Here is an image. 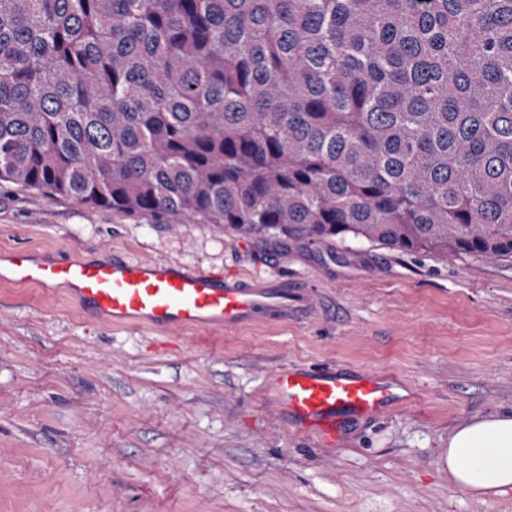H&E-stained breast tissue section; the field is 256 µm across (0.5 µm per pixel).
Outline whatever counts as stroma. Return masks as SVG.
Instances as JSON below:
<instances>
[{"instance_id": "obj_1", "label": "stroma", "mask_w": 512, "mask_h": 512, "mask_svg": "<svg viewBox=\"0 0 512 512\" xmlns=\"http://www.w3.org/2000/svg\"><path fill=\"white\" fill-rule=\"evenodd\" d=\"M120 255L315 285L309 318L160 333L65 288L0 282V512H512L448 481V432L512 407V258L351 238L240 237L0 182V255ZM396 377L403 401L335 446L278 413L283 369Z\"/></svg>"}]
</instances>
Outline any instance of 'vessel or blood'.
I'll return each instance as SVG.
<instances>
[{"label":"vessel or blood","mask_w":512,"mask_h":512,"mask_svg":"<svg viewBox=\"0 0 512 512\" xmlns=\"http://www.w3.org/2000/svg\"><path fill=\"white\" fill-rule=\"evenodd\" d=\"M7 263L14 283L65 286L82 306L118 324L235 329L302 319L317 308L311 286L277 276L219 278L175 262L121 256L57 262L37 259L24 248L13 250ZM271 395L295 427L318 433L331 446L343 420L379 416L393 406L399 385L390 377L297 368L275 376Z\"/></svg>","instance_id":"b4317fda"}]
</instances>
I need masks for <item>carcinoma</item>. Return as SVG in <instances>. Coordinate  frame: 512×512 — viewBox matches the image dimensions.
<instances>
[{
	"label": "carcinoma",
	"mask_w": 512,
	"mask_h": 512,
	"mask_svg": "<svg viewBox=\"0 0 512 512\" xmlns=\"http://www.w3.org/2000/svg\"><path fill=\"white\" fill-rule=\"evenodd\" d=\"M512 257V0H0V182Z\"/></svg>",
	"instance_id": "1"
}]
</instances>
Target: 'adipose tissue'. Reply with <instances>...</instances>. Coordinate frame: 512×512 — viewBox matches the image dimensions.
<instances>
[{
	"label": "adipose tissue",
	"instance_id": "ef3b65f1",
	"mask_svg": "<svg viewBox=\"0 0 512 512\" xmlns=\"http://www.w3.org/2000/svg\"><path fill=\"white\" fill-rule=\"evenodd\" d=\"M443 461L454 486L473 498L512 491V409L456 425Z\"/></svg>",
	"mask_w": 512,
	"mask_h": 512
}]
</instances>
